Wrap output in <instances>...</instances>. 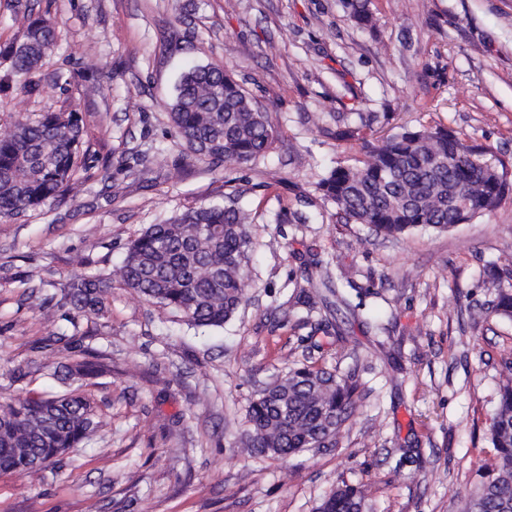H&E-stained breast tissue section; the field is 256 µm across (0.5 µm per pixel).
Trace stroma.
<instances>
[{"label":"stroma","instance_id":"35a3bbf8","mask_svg":"<svg viewBox=\"0 0 512 512\" xmlns=\"http://www.w3.org/2000/svg\"><path fill=\"white\" fill-rule=\"evenodd\" d=\"M0 0V47L56 23L43 66L0 58V135L16 117L76 112L87 168L75 188L0 222V395L65 389L58 333L89 334L108 366L91 392L109 423L60 468L0 474V512H315L336 485L368 512H462L496 463L489 424L512 360V321L491 311V268L512 252V195L440 232L396 239L347 224L315 189L361 147L335 113H374L376 138L441 124L512 158V0ZM220 63L279 123L247 165L183 159L167 103L189 66ZM325 113L323 124L309 116ZM237 191L250 209L248 302L193 329L120 284L107 318L59 307L72 259L111 274L150 224ZM350 266L355 317L330 319L321 268ZM307 292L315 309L298 303ZM351 376L356 408L335 448L286 460L244 445L246 410L293 368Z\"/></svg>","mask_w":512,"mask_h":512}]
</instances>
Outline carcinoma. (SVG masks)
<instances>
[{"label":"carcinoma","instance_id":"cac0c4a2","mask_svg":"<svg viewBox=\"0 0 512 512\" xmlns=\"http://www.w3.org/2000/svg\"><path fill=\"white\" fill-rule=\"evenodd\" d=\"M355 22L371 16L362 0H347ZM55 25L36 19L22 40L7 47L10 68L26 75L54 45ZM170 118L187 153L214 163L243 165L263 156L276 138L277 123L266 109L218 64L198 65L182 75L169 104ZM362 113L336 115V141L360 144L359 167L340 163L316 183L348 222L366 224L377 235L397 238L419 226L446 231L462 220L497 208L512 173L491 150L470 145L440 125L404 128L375 142ZM83 127L75 112H43L15 119L0 138V220L10 221L66 193L86 154ZM249 213L240 196L224 205L200 206L151 224L127 245L120 283L148 302L175 313L192 328H222L245 302L250 262ZM112 278L76 274L63 299L76 320L108 312ZM512 319V289H498L492 307ZM73 353L63 394L29 392L0 402V472L55 464L72 449L91 442L104 425L102 406L90 379L106 370L102 351L61 335ZM490 424L496 472L468 498L464 512H512V365ZM349 377L307 366L292 369L250 402L247 447L260 457L290 458L309 448H334L340 428L355 409ZM317 512H366L361 491L351 485L325 496Z\"/></svg>","mask_w":512,"mask_h":512}]
</instances>
